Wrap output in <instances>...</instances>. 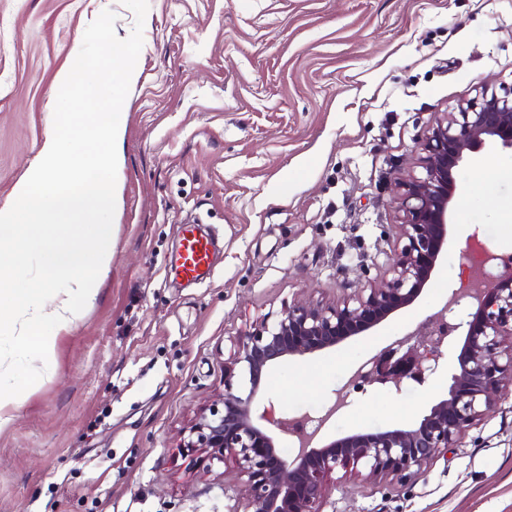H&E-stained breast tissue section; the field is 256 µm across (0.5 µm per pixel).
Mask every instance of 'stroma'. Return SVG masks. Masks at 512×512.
<instances>
[{"label":"stroma","instance_id":"1","mask_svg":"<svg viewBox=\"0 0 512 512\" xmlns=\"http://www.w3.org/2000/svg\"><path fill=\"white\" fill-rule=\"evenodd\" d=\"M121 0H0V207L53 128L54 85ZM117 151L112 264L50 367L0 428V512H233V462L187 470L178 433L219 402L235 340L297 301L335 304L380 281L400 248L396 178L419 173L435 116L512 84V0H149ZM456 180L451 240L428 290L373 333L272 368L264 399L334 415L322 436L413 422L447 393L355 378L415 333L467 277L471 235L512 255V179ZM217 241L211 273L171 265L181 229ZM346 404L334 408L337 391ZM323 512H512V386L455 448L405 479L336 469Z\"/></svg>","mask_w":512,"mask_h":512}]
</instances>
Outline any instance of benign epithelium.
<instances>
[{
	"mask_svg": "<svg viewBox=\"0 0 512 512\" xmlns=\"http://www.w3.org/2000/svg\"><path fill=\"white\" fill-rule=\"evenodd\" d=\"M512 150V86H484L477 96L444 112L422 138L424 174L395 183L405 240L387 277L333 305L294 303L267 314L237 338L224 373L220 404L197 412L181 430L179 448L188 466L212 470L231 458L244 488L243 512H321L323 487L338 467L358 466L369 477L406 478L451 448L462 433L496 405L512 383V273L484 280L461 295L454 291L416 332L418 357L410 360L395 346L374 358L371 374L393 382L434 372L442 347L456 349L448 393L412 423L378 431L354 432L320 443L306 418L278 416L260 395L272 367L318 355L369 332L412 305L430 280L444 247L455 197L454 171L471 155L489 148ZM467 302V320L453 319ZM511 344L504 345L505 340ZM293 445L287 454L278 438Z\"/></svg>",
	"mask_w": 512,
	"mask_h": 512,
	"instance_id": "obj_1",
	"label": "benign epithelium"
}]
</instances>
